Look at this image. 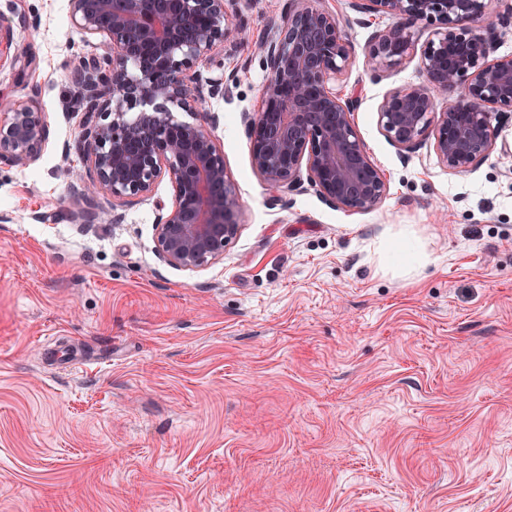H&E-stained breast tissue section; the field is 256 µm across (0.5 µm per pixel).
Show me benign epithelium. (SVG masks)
Instances as JSON below:
<instances>
[{
  "mask_svg": "<svg viewBox=\"0 0 512 512\" xmlns=\"http://www.w3.org/2000/svg\"><path fill=\"white\" fill-rule=\"evenodd\" d=\"M227 0H70V23L99 38L90 61L74 69V100L83 112L74 149L83 169L71 190L87 208L78 224L108 221L99 202L148 196L168 179L169 206H160L156 240L161 258L193 270L224 258L241 228L242 205L228 178L214 134L219 114L201 104L224 98L234 77L193 71L202 59L248 46L269 72L261 105L243 114L251 164L275 198L312 186L333 207L367 211L387 194L384 174L360 140L355 95L332 83L355 64L356 53L336 12L322 0H286L281 23L253 40ZM354 23L386 15L393 24L374 31L366 46L373 79L404 65L424 26L432 27L420 55L422 81L387 92L379 124L390 142L411 152L425 140L440 162L466 173L494 152L493 121L512 112V55H496L512 12L500 29L474 28L491 0H347ZM0 14V60L26 56ZM184 112L191 120H181ZM36 103L0 98V165L26 166L48 139Z\"/></svg>",
  "mask_w": 512,
  "mask_h": 512,
  "instance_id": "obj_1",
  "label": "benign epithelium"
}]
</instances>
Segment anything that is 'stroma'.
I'll use <instances>...</instances> for the list:
<instances>
[{"label": "stroma", "instance_id": "1", "mask_svg": "<svg viewBox=\"0 0 512 512\" xmlns=\"http://www.w3.org/2000/svg\"><path fill=\"white\" fill-rule=\"evenodd\" d=\"M285 0H234L253 38ZM28 56L0 96L34 100L39 158L0 167V512H512V161L452 173L403 158L378 110L418 59L372 82V31L348 25L356 130L385 174L377 208L312 188L271 201L241 116L268 79L249 50L216 138L243 207L223 260L168 265L155 224L168 181L84 226L63 157L82 120L69 76L95 39L69 0H0ZM410 227L431 262L377 272L372 242Z\"/></svg>", "mask_w": 512, "mask_h": 512}]
</instances>
